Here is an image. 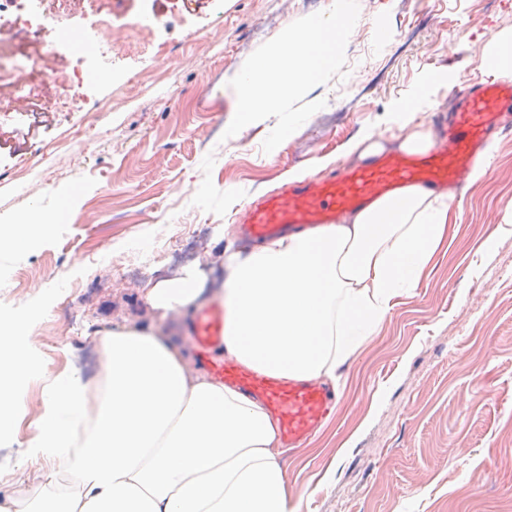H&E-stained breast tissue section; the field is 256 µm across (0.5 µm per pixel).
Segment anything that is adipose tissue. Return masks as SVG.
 <instances>
[{
    "label": "adipose tissue",
    "instance_id": "1",
    "mask_svg": "<svg viewBox=\"0 0 512 512\" xmlns=\"http://www.w3.org/2000/svg\"><path fill=\"white\" fill-rule=\"evenodd\" d=\"M448 189L405 187L338 224H321L237 251L217 292L221 357L283 380L332 382L402 294L415 290L448 235ZM196 270L150 285L161 315L195 306ZM103 361L86 378L40 370L44 410L19 416L12 386L26 370L19 337L0 326V447L25 434L27 461L61 464L37 505L0 499V512H300L288 499L277 424L263 405L203 370L155 328L97 333Z\"/></svg>",
    "mask_w": 512,
    "mask_h": 512
}]
</instances>
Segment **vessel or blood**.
<instances>
[{
    "mask_svg": "<svg viewBox=\"0 0 512 512\" xmlns=\"http://www.w3.org/2000/svg\"><path fill=\"white\" fill-rule=\"evenodd\" d=\"M507 112H512V84L488 82L465 90L455 121L434 152L393 156L364 168L344 169L325 181H304L302 186L248 206L245 231L254 239L269 240L292 228L335 223L340 212L366 205L406 184L429 188L461 182L475 161L477 146ZM192 336L212 375L260 399L279 421L289 447H299L329 414L336 394L324 384L284 382L232 361H211L212 351L224 343L223 306L198 311Z\"/></svg>",
    "mask_w": 512,
    "mask_h": 512,
    "instance_id": "obj_1",
    "label": "vessel or blood"
}]
</instances>
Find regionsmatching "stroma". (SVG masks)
Instances as JSON below:
<instances>
[{
    "label": "stroma",
    "mask_w": 512,
    "mask_h": 512,
    "mask_svg": "<svg viewBox=\"0 0 512 512\" xmlns=\"http://www.w3.org/2000/svg\"><path fill=\"white\" fill-rule=\"evenodd\" d=\"M358 5L344 77L307 94L323 108L269 153L275 118L225 137L229 82L259 46L321 11L317 0H77L72 24L98 42L112 33L96 21L117 7L167 45L157 55L130 42L87 133L83 111L61 108L48 78L74 66L70 44L47 55L38 34L0 28V53L29 74L0 90V225L72 202L70 220L29 227L26 247L0 251V325L23 330V362L94 377L96 331L159 321L147 284L188 266L206 277L202 305L213 304L226 248L253 245L240 232L248 201L286 187L290 172L327 178L359 164L347 147L364 136L395 152L404 102L435 130L462 89L483 83L487 41L512 28V0ZM144 71L159 79L146 91L135 81ZM495 138L487 175L459 188L419 287L342 368L332 416L283 457L300 512H512V112ZM22 448L0 452V492L29 503L47 485Z\"/></svg>",
    "instance_id": "stroma-1"
}]
</instances>
